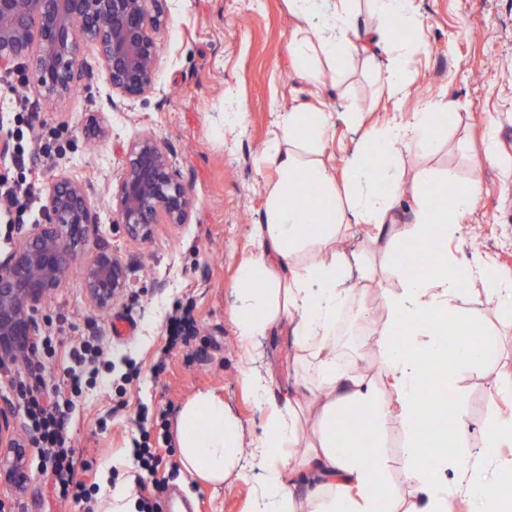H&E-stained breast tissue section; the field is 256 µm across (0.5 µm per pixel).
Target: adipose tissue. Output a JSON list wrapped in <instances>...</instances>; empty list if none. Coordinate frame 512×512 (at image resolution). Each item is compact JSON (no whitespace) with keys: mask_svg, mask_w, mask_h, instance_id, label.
Masks as SVG:
<instances>
[{"mask_svg":"<svg viewBox=\"0 0 512 512\" xmlns=\"http://www.w3.org/2000/svg\"><path fill=\"white\" fill-rule=\"evenodd\" d=\"M377 19L372 32L384 41L389 28L414 29L418 19L412 0H371ZM300 23L294 50L309 62L321 52L331 69L359 49V19L354 0H288ZM446 105L421 103L413 112H397L385 127L367 135L358 148L346 183V204L338 206L336 178L322 159V147L333 130L329 112L300 108L277 115L275 128L256 159L257 168L276 176L260 187L262 217L251 228L259 246L245 258L236 283L237 305L231 313L242 347L256 337L288 324L300 351L312 360L319 382L309 390L320 428L307 450H299L302 420L290 398L272 399L266 375L247 372L245 385L266 407L260 432L244 439L223 401L212 394L190 400L179 418L178 454L185 471L199 482L221 484L239 470L243 453H250L262 470V483L250 512H453L454 476L466 486L470 512H512V416L481 422L467 419L458 407L435 401L432 413L423 408V384L437 376L453 388L466 373L479 370L496 396H512V372L488 363L491 333L462 315L457 301L474 273H481L489 294L512 307V284L504 285L481 259L449 262L448 242L466 232L461 222L473 209L478 181H457L453 172L435 177L422 170L421 184H434L435 205L419 206L409 221L396 225L392 213L402 185V147L416 144L433 151L448 126ZM304 175L319 193L314 201H298L291 185ZM455 193H448V184ZM370 225L386 238L385 252L397 258L406 244L430 255L429 270L412 274L402 266L401 280L383 298L381 324L372 345L392 389L385 403L376 381L358 364L340 368L333 349L336 317L352 300L342 284L350 273L345 255L336 248L347 216ZM359 411L351 426L341 416ZM404 429L402 467L408 492L389 482L391 461L384 433L391 420ZM494 461V478L486 480L471 467L473 440Z\"/></svg>","mask_w":512,"mask_h":512,"instance_id":"adipose-tissue-1","label":"adipose tissue"}]
</instances>
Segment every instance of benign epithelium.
Wrapping results in <instances>:
<instances>
[{
	"label": "benign epithelium",
	"instance_id": "7a95c632",
	"mask_svg": "<svg viewBox=\"0 0 512 512\" xmlns=\"http://www.w3.org/2000/svg\"><path fill=\"white\" fill-rule=\"evenodd\" d=\"M163 0H0V70L22 62L26 87L45 100L70 96L83 77L81 50L95 48L112 95L134 102L152 92L159 64L157 34L167 24ZM86 134L103 138L102 117L88 120ZM117 223L135 240L150 239L158 224H186L187 188L169 153L144 133L124 150L123 175L113 193ZM92 199L81 182L60 174L52 181L35 224L17 226L18 243L0 260V369L35 351L42 326L38 305L79 267L88 300L100 310L128 294V265L102 244H92ZM0 475L18 488L28 481L23 464L27 427L0 407Z\"/></svg>",
	"mask_w": 512,
	"mask_h": 512
}]
</instances>
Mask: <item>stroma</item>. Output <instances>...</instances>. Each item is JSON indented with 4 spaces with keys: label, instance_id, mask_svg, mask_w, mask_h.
I'll return each instance as SVG.
<instances>
[{
    "label": "stroma",
    "instance_id": "stroma-1",
    "mask_svg": "<svg viewBox=\"0 0 512 512\" xmlns=\"http://www.w3.org/2000/svg\"><path fill=\"white\" fill-rule=\"evenodd\" d=\"M420 29L411 38L417 49L404 62L410 94L395 102L383 80L386 56L375 45L359 51L341 74L325 61L320 88H313L291 52L297 22L287 0H167L168 23L158 37L160 64L155 89L146 99L115 107L93 48H83L85 76L80 88L53 105L35 92H23L24 66L0 79V102L25 99L47 125V142L58 153L42 169L38 193L46 195L53 178L66 173L86 185L95 202L97 237L122 260L131 262L134 286L109 311L88 301L78 273L42 308L46 321L64 322L59 350L84 336H100L105 362L97 388L77 406L66 429L71 447L90 460L79 471L86 482H127L130 450L140 439L143 414L167 415V439L149 437L164 454L156 478L161 502L172 512H249L261 471L246 468L242 477L221 486L189 478L175 456L178 418L183 405L200 393H213L242 426L245 436L259 432L264 408L241 382L244 370L269 374L272 395L306 404L303 385L318 374L297 359L294 337L281 328L258 337L252 351L240 348L231 320L241 259L257 251L250 233L259 222L264 174L254 167L276 113L296 106H318L336 115V128L325 147V160L344 177L364 128L381 129L394 106L415 109L423 99L444 100L448 129L434 153L414 147L401 153L403 188L396 215L410 218L429 203L433 187L418 183L425 168L453 171L458 180L478 178L480 194L464 215V237L448 243L449 260L474 256L497 274L512 278V0H413ZM234 94L245 115L236 139L224 134L226 94ZM102 113L109 135L86 145L82 129L88 117ZM358 112L363 126L347 115ZM152 134L170 154L193 201L189 223L158 225L150 240L128 238L116 224L112 192L122 175V156L136 136ZM340 248L351 263H373L384 287H397L390 261L371 241L367 227L349 224ZM347 285L356 295L342 310L336 337V361L346 364L363 354L371 377L381 361L368 338V322L383 297L366 289L358 277ZM458 305L466 316L483 322L492 334L499 370H512V314L496 310L479 279L466 284ZM129 332L112 333L114 321ZM67 381L61 357L50 362L0 372V393L19 403L22 388ZM460 410L480 421L512 412V404L494 398L487 379L475 372L457 384ZM31 480L18 491L0 483V512H83L74 501L57 498L39 466L37 447L28 449Z\"/></svg>",
    "mask_w": 512,
    "mask_h": 512
}]
</instances>
